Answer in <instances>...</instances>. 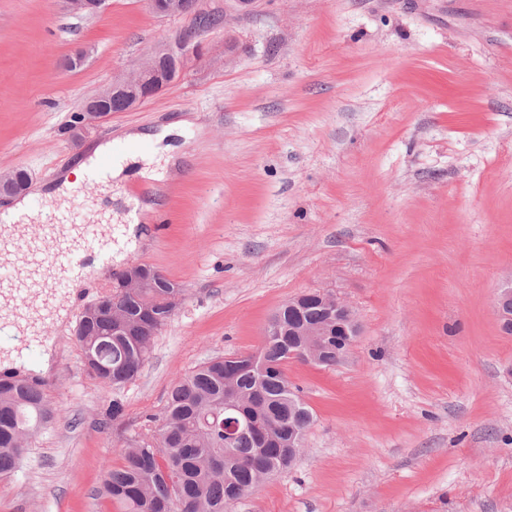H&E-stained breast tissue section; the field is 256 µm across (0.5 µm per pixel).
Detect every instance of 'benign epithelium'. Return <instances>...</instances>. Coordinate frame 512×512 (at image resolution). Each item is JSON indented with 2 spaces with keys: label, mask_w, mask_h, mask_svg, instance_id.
<instances>
[{
  "label": "benign epithelium",
  "mask_w": 512,
  "mask_h": 512,
  "mask_svg": "<svg viewBox=\"0 0 512 512\" xmlns=\"http://www.w3.org/2000/svg\"><path fill=\"white\" fill-rule=\"evenodd\" d=\"M73 11L93 14L99 11L105 0H69ZM150 12L161 18L176 17L192 12L197 23L182 28L165 38L162 46L127 77L115 80L91 97L82 112L79 124L71 131L77 142L89 125L106 119L114 112H127L159 94L176 82L187 68L189 61L200 55L202 46L211 32L219 28L214 22L216 14L205 11L201 0H148ZM30 178H20L13 170L0 174V195L15 196L24 193ZM144 277L141 263L132 261L113 279L92 303L93 312L112 311V289L143 288ZM311 299H317L329 311V318L318 324L304 323L299 334L304 341L292 353L305 364L322 362L317 346L324 336L336 337V359H343L358 336L359 325L352 306L343 299L322 291L308 292L288 300V306L298 308ZM496 315L504 329L512 328V278L498 293Z\"/></svg>",
  "instance_id": "7a95c632"
}]
</instances>
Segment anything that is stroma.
<instances>
[{
  "instance_id": "stroma-1",
  "label": "stroma",
  "mask_w": 512,
  "mask_h": 512,
  "mask_svg": "<svg viewBox=\"0 0 512 512\" xmlns=\"http://www.w3.org/2000/svg\"><path fill=\"white\" fill-rule=\"evenodd\" d=\"M223 28L168 90L80 142L63 133L87 99L136 69L188 17L146 0L94 15L65 0H0V173L41 192L102 142L143 155L173 125L170 159L111 187L82 181L88 218L112 192L154 204L124 261L182 290L141 374L103 386L74 329L120 272L85 275L48 372L28 375L59 412L0 512H116L104 469L146 434L174 382L256 350L277 309L325 291L360 334L333 368L289 361L313 414L294 468L226 512H512V334L495 300L512 276V0H205ZM81 67L64 61L77 48ZM125 404L112 419L113 399Z\"/></svg>"
}]
</instances>
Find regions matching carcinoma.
<instances>
[{
	"mask_svg": "<svg viewBox=\"0 0 512 512\" xmlns=\"http://www.w3.org/2000/svg\"><path fill=\"white\" fill-rule=\"evenodd\" d=\"M156 287L112 293L116 319L80 322L78 343L97 360L96 378L120 388L134 380L151 342L175 315L169 297L180 294L157 269ZM298 336H266L255 364L245 354L215 358L171 387L159 426L149 440L123 449V463L102 474V486L120 512H225L264 479L290 470L288 422L299 431L312 413L284 371ZM54 413L38 385L0 382V477L15 472L33 435Z\"/></svg>",
	"mask_w": 512,
	"mask_h": 512,
	"instance_id": "1",
	"label": "carcinoma"
}]
</instances>
